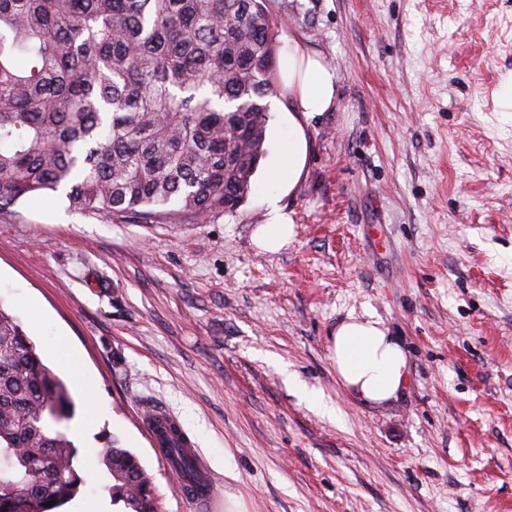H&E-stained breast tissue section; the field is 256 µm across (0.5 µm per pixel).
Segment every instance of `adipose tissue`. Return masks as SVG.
<instances>
[{
    "mask_svg": "<svg viewBox=\"0 0 512 512\" xmlns=\"http://www.w3.org/2000/svg\"><path fill=\"white\" fill-rule=\"evenodd\" d=\"M279 71L295 111L311 118L336 102L337 74L302 41L295 40L279 61ZM293 221L277 199H270L268 218L255 242L275 252L293 235ZM333 361L341 384L365 402L381 405L394 399L408 381V358L400 341L374 316L348 315L338 322Z\"/></svg>",
    "mask_w": 512,
    "mask_h": 512,
    "instance_id": "1",
    "label": "adipose tissue"
}]
</instances>
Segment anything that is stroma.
Returning <instances> with one entry per match:
<instances>
[{
  "label": "stroma",
  "mask_w": 512,
  "mask_h": 512,
  "mask_svg": "<svg viewBox=\"0 0 512 512\" xmlns=\"http://www.w3.org/2000/svg\"><path fill=\"white\" fill-rule=\"evenodd\" d=\"M277 53L303 40L337 73L302 119L306 160L281 195L295 224L258 249L288 150L273 99L264 159L236 213L150 224L88 218L60 197L0 219V308L47 365L74 350L85 484L63 512L110 503L102 433L153 477L158 512H194L145 413L194 442L213 512H512V0H269ZM372 314L409 380L364 403L330 347Z\"/></svg>",
  "instance_id": "stroma-1"
}]
</instances>
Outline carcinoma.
<instances>
[{
  "label": "carcinoma",
  "instance_id": "1",
  "mask_svg": "<svg viewBox=\"0 0 512 512\" xmlns=\"http://www.w3.org/2000/svg\"><path fill=\"white\" fill-rule=\"evenodd\" d=\"M266 0H0V217L62 192L87 217L232 214L266 155ZM62 380L0 308V512H55L84 480ZM186 489L206 479L162 432ZM112 503L156 512L140 458L107 441ZM53 501L55 505L44 506Z\"/></svg>",
  "mask_w": 512,
  "mask_h": 512
}]
</instances>
